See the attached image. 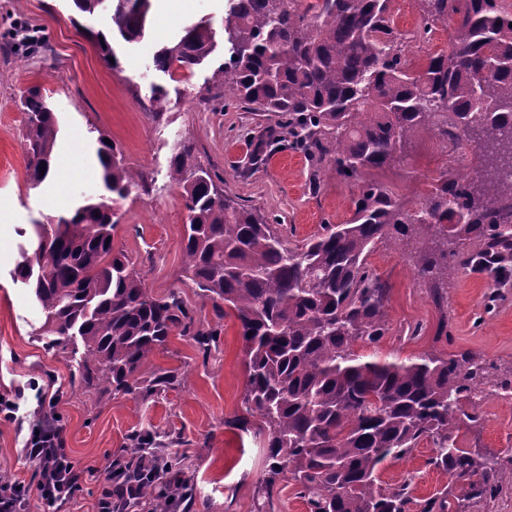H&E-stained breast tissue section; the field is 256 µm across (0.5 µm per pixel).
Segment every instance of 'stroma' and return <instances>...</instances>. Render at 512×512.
Segmentation results:
<instances>
[{
	"mask_svg": "<svg viewBox=\"0 0 512 512\" xmlns=\"http://www.w3.org/2000/svg\"><path fill=\"white\" fill-rule=\"evenodd\" d=\"M70 0H0V33L27 28L41 36L50 56L35 50L0 60V396L19 405L13 421L0 419V473L29 487L25 512H45L33 487V467L22 453L41 412L55 408L63 439L76 465L84 470L73 512H95L101 474L126 446L135 430L156 433L164 452L184 460L191 498L177 512H307L297 487L278 481L266 509L254 491L267 464L257 419H246L243 401L242 339L234 315L217 319L182 275V237L187 211L180 190L169 179V161L181 141L194 142L201 163L224 182L225 194L263 214L289 241L318 234L324 223L340 224L351 214L354 189L331 180L319 193L308 188V163L288 149L268 152L252 166L251 153L273 116L244 105L209 99L211 75L223 60V48L193 70L165 73L153 63L155 52L204 20L216 41L224 39V0H189L183 13L165 15L152 0L143 38L115 41L122 67L113 70L97 47L71 21ZM40 86L59 118L61 134L53 155L57 173L36 189L27 181L24 114L19 98ZM163 87L166 106L150 115L153 87ZM121 150L125 163L148 173L149 192L138 190L116 207L115 249L136 261L153 295L180 292L193 316L223 329L210 357H202L189 338L171 336L157 352L152 368L181 372L179 386L145 399L135 394H99L73 383L72 357L47 350L38 331L43 323L30 288L13 282L27 238L21 230L72 211L101 192L96 157L99 138ZM476 153L457 155L453 147L420 137L413 151L378 172L408 210H415L442 173L474 175ZM367 261L391 286V333L378 346L382 357L411 358L424 353L446 357L469 354L512 370V281L495 285L494 274L465 268L448 281L447 303L437 308L406 264L403 252L377 245ZM448 316V334L436 333L440 314ZM421 325L420 336L403 339L408 326ZM473 452L501 454L512 449V399L493 398L476 424L461 429ZM429 441H421L404 459L385 463L381 479L394 485L413 480L415 496L451 484L433 466Z\"/></svg>",
	"mask_w": 512,
	"mask_h": 512,
	"instance_id": "obj_1",
	"label": "stroma"
}]
</instances>
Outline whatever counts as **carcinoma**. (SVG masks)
<instances>
[{"instance_id": "obj_1", "label": "carcinoma", "mask_w": 512, "mask_h": 512, "mask_svg": "<svg viewBox=\"0 0 512 512\" xmlns=\"http://www.w3.org/2000/svg\"><path fill=\"white\" fill-rule=\"evenodd\" d=\"M80 17L109 13L127 43L142 38L152 0H71ZM392 0H226L227 58L213 72L212 98L277 117L269 142L304 155L309 187L330 178L356 188L352 216L293 244L267 219L221 193L186 141L173 153L169 178L187 211L183 277L217 318L239 323L246 374L243 404L266 436L268 477L256 497L271 499L283 476L308 512H462L463 502L492 501L512 485V456H476L461 425L475 422L474 389L495 367L465 354L404 360L377 348L389 333L391 286L369 267L379 243L414 242L407 264L436 306L448 279L490 252L512 248V0H415L421 24L396 26ZM450 23L448 50L408 59L412 43ZM104 60L112 35L92 33ZM216 48L201 20L154 56L157 69L191 70ZM424 72L425 78L416 76ZM28 182L50 171L59 120L41 88L21 96ZM420 136L481 150L472 178L441 175L410 211L372 170L399 161ZM104 193L70 217L34 225L14 280L31 288L43 315L46 345L80 354L74 379L91 389L150 397L180 384L172 370L144 377L170 336H189L203 353L218 329L198 323L176 291L149 292L131 258L114 250V206L144 187L143 172L123 164L119 148L98 139ZM428 463L454 478L423 498L411 482L383 483L387 460L403 459L422 439ZM121 471L141 478L147 512H174L169 488L187 496L149 431L128 436Z\"/></svg>"}]
</instances>
